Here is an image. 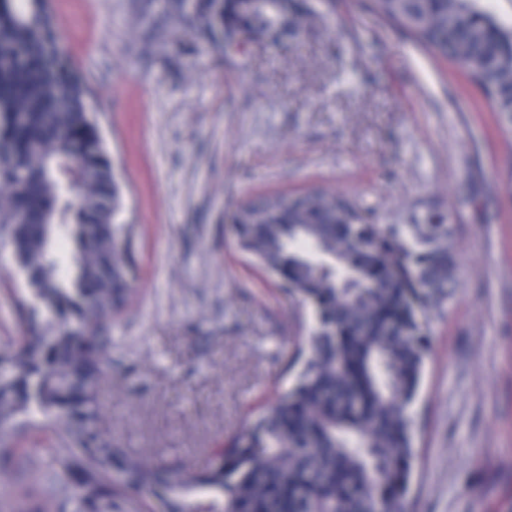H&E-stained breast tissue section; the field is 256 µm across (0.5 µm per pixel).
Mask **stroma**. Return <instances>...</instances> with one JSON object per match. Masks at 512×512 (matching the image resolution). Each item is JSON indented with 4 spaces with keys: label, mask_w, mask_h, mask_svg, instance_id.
Instances as JSON below:
<instances>
[{
    "label": "stroma",
    "mask_w": 512,
    "mask_h": 512,
    "mask_svg": "<svg viewBox=\"0 0 512 512\" xmlns=\"http://www.w3.org/2000/svg\"><path fill=\"white\" fill-rule=\"evenodd\" d=\"M137 0H53L135 228V296L112 320L100 427L114 447L196 473L290 385L310 309L238 245L247 201L321 186L377 224L455 229V294L432 322L410 512H512V133L456 64L368 0H296L279 41L222 51ZM29 297L0 245V349ZM0 469V512H54L44 445Z\"/></svg>",
    "instance_id": "stroma-1"
}]
</instances>
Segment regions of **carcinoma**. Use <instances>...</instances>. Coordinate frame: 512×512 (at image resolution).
Wrapping results in <instances>:
<instances>
[{
	"label": "carcinoma",
	"instance_id": "obj_1",
	"mask_svg": "<svg viewBox=\"0 0 512 512\" xmlns=\"http://www.w3.org/2000/svg\"><path fill=\"white\" fill-rule=\"evenodd\" d=\"M377 14L432 53L458 58L470 81L512 121V25L481 0H373ZM167 18L214 34L243 24L272 40L292 30L294 0H165ZM88 90L42 0H0V239L32 303L0 352V467L27 435L52 442L42 478L70 512H140L152 492L164 512H216L182 496L190 480L224 493L221 512H408L416 458L410 408L432 341L433 312L455 293L449 224H374L324 189L293 206L249 202L234 225L240 248L312 307L290 369L294 384L216 449L189 478L178 464L123 456L98 428L99 387L128 303L132 226L118 221L119 187ZM56 168L78 169L67 197Z\"/></svg>",
	"mask_w": 512,
	"mask_h": 512
}]
</instances>
